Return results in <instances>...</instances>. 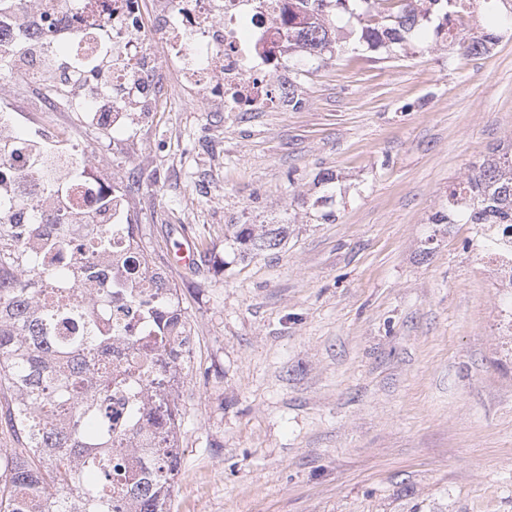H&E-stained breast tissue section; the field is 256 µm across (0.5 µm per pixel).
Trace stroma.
I'll use <instances>...</instances> for the list:
<instances>
[{
	"label": "stroma",
	"instance_id": "obj_1",
	"mask_svg": "<svg viewBox=\"0 0 512 512\" xmlns=\"http://www.w3.org/2000/svg\"><path fill=\"white\" fill-rule=\"evenodd\" d=\"M289 52L299 107L98 134L195 350L170 512H512V335L448 190L512 139V28ZM240 224H284L242 254ZM200 255L171 256L185 238Z\"/></svg>",
	"mask_w": 512,
	"mask_h": 512
}]
</instances>
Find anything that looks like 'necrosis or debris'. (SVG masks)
Masks as SVG:
<instances>
[{"mask_svg": "<svg viewBox=\"0 0 512 512\" xmlns=\"http://www.w3.org/2000/svg\"><path fill=\"white\" fill-rule=\"evenodd\" d=\"M300 19L294 0H0V222L85 224L72 245L87 242L89 226L112 227L111 256L91 261L112 286V332L150 336L144 309L126 292L138 256L125 226L133 216L126 192L102 166L90 164L81 142L56 131L20 130L19 100L32 96L46 112H80L95 131L118 132L130 112L156 111L163 89L157 62L196 101L228 112H269L297 92L282 67L289 31ZM472 246L492 284L512 309V226L476 224Z\"/></svg>", "mask_w": 512, "mask_h": 512, "instance_id": "4bbe7bcc", "label": "necrosis or debris"}]
</instances>
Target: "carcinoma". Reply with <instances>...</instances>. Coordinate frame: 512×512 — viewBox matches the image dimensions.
Here are the masks:
<instances>
[{
  "instance_id": "cac0c4a2",
  "label": "carcinoma",
  "mask_w": 512,
  "mask_h": 512,
  "mask_svg": "<svg viewBox=\"0 0 512 512\" xmlns=\"http://www.w3.org/2000/svg\"><path fill=\"white\" fill-rule=\"evenodd\" d=\"M453 0H399L388 23L362 29L372 46L402 43L424 17L448 19ZM496 40L463 43L465 53L481 55ZM292 41L313 57L331 42L327 19L313 18L292 31ZM434 224L512 225V140L473 166L466 180L448 195ZM65 224L0 223V389L11 393L7 408L12 447L0 453V512H169L173 481L181 467L179 437L182 409L171 376L186 368L180 329L190 333L177 289L156 288L147 313L157 321L153 336L112 335V289L93 288L97 279L82 256L66 242ZM284 224H239L234 242L250 252L277 249L286 238ZM31 236L34 249H14L13 239ZM90 252L112 251V225L101 224ZM41 278L56 288L84 287L88 301L73 308L43 297ZM67 324L73 336L60 335ZM120 341L138 351L148 380L95 359L112 354ZM130 401L120 427L112 423V392ZM49 404H69L63 423L45 420ZM141 441L139 463L112 456L113 433Z\"/></svg>"
}]
</instances>
